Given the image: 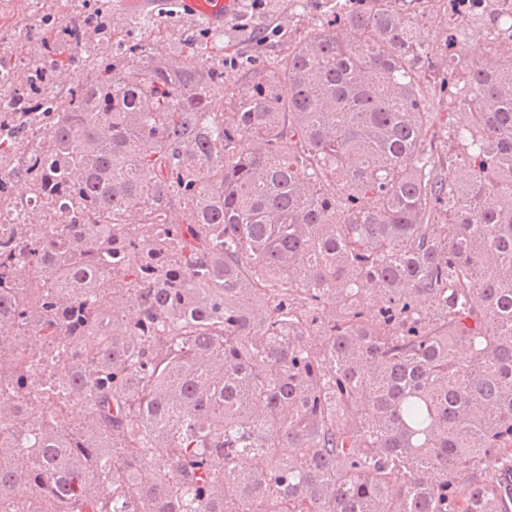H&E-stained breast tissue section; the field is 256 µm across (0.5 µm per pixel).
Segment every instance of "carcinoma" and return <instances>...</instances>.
Instances as JSON below:
<instances>
[{
    "instance_id": "carcinoma-1",
    "label": "carcinoma",
    "mask_w": 512,
    "mask_h": 512,
    "mask_svg": "<svg viewBox=\"0 0 512 512\" xmlns=\"http://www.w3.org/2000/svg\"><path fill=\"white\" fill-rule=\"evenodd\" d=\"M388 2L332 5L225 112L211 66L89 57L102 4L30 35L86 77L36 157L0 125V184L68 202L0 240V512H512V13L456 0L436 46ZM435 79L426 84L425 97L431 112H448L447 92L440 91L441 82L448 78V68L444 64H438L435 72Z\"/></svg>"
}]
</instances>
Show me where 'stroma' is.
<instances>
[{"label":"stroma","instance_id":"stroma-1","mask_svg":"<svg viewBox=\"0 0 512 512\" xmlns=\"http://www.w3.org/2000/svg\"><path fill=\"white\" fill-rule=\"evenodd\" d=\"M252 0H238V8L213 25L203 17L181 10L178 0H160L153 12H135L111 0L112 27L131 32L134 41L151 51L169 55L178 64L211 66L210 53L188 50L200 30H208L214 43L238 55L251 54L256 42H264L268 55L287 56L293 42L318 27L328 16L327 0H306L297 6L294 0H261L252 8ZM98 0H41L33 8L30 0H0V47L10 54L27 55L30 41L24 33L39 27L42 15L68 17L75 12L95 11Z\"/></svg>","mask_w":512,"mask_h":512}]
</instances>
